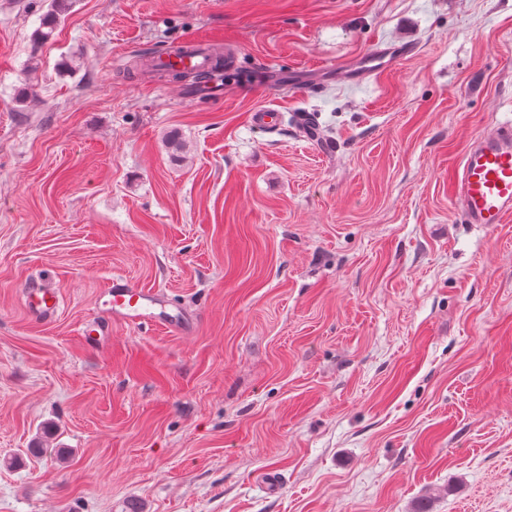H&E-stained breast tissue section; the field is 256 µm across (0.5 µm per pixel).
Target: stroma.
<instances>
[{
    "label": "stroma",
    "instance_id": "1",
    "mask_svg": "<svg viewBox=\"0 0 512 512\" xmlns=\"http://www.w3.org/2000/svg\"><path fill=\"white\" fill-rule=\"evenodd\" d=\"M50 2L0 0V512H512V222L448 195L512 0ZM191 39L222 97L134 65ZM108 288L113 316L141 325L159 321L151 308L159 301L158 294L135 288L121 278L112 279ZM28 307L41 317H51L60 304L59 293L55 288H27L24 292Z\"/></svg>",
    "mask_w": 512,
    "mask_h": 512
}]
</instances>
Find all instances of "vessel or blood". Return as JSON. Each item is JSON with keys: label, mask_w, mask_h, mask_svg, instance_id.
I'll return each mask as SVG.
<instances>
[{"label": "vessel or blood", "mask_w": 512, "mask_h": 512, "mask_svg": "<svg viewBox=\"0 0 512 512\" xmlns=\"http://www.w3.org/2000/svg\"><path fill=\"white\" fill-rule=\"evenodd\" d=\"M172 60L198 73L209 69L207 53L199 40L187 42L182 55L166 51L154 57L158 65ZM451 201L468 224L497 225L512 217V121L471 141L457 168ZM108 295L113 316L141 325L156 321L152 307L158 302L157 294L116 278ZM24 298L33 312L45 318L52 316L60 304L59 293L53 288L26 289Z\"/></svg>", "instance_id": "b4317fda"}]
</instances>
